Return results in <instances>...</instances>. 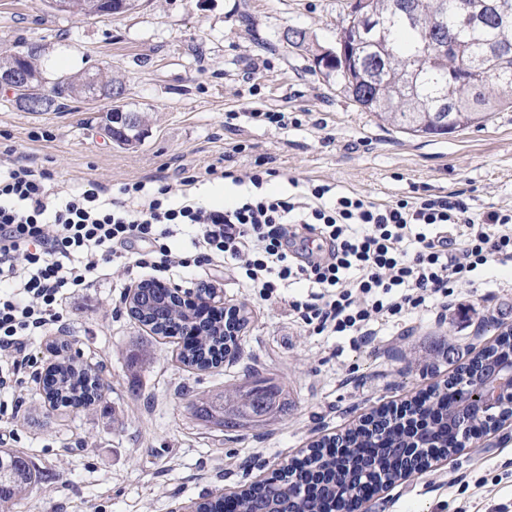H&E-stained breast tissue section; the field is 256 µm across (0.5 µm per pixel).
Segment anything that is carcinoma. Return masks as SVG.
<instances>
[{
  "instance_id": "obj_1",
  "label": "carcinoma",
  "mask_w": 512,
  "mask_h": 512,
  "mask_svg": "<svg viewBox=\"0 0 512 512\" xmlns=\"http://www.w3.org/2000/svg\"><path fill=\"white\" fill-rule=\"evenodd\" d=\"M64 11L84 16L129 11L135 0H61ZM397 0H371L372 16L383 21L372 38L359 49L362 69L354 71L347 60H337L325 74L346 88L362 109L385 115L410 132L433 133L424 125V113L443 107L452 114L454 128L482 125L503 107L512 108V20L488 16L482 24L466 25L444 8L449 0H410L406 15L395 7ZM14 64L34 77L33 92L39 93L53 111L61 101L81 96L86 79L61 76L51 93L41 92L42 71L33 50L8 54L0 69ZM130 122L101 130L123 145H134L143 136V117L130 112ZM135 319L154 334L177 329L172 315L191 323L197 331L184 345L183 361L198 369L216 366L238 347L239 332L247 317L232 309L228 318L216 319L201 310H186L181 302L157 288H143ZM512 356V337L502 336L460 367L459 373L418 394L401 408L383 406L367 421L336 438V447L316 444L302 459L286 463L272 480L251 486L240 494V512H268L291 502L292 512H334L336 502L369 487L401 479L419 455L425 468L433 454L456 452L439 441L446 427L444 401L458 394L466 398L474 389L463 383V374L483 368L484 362ZM44 391L63 406L88 407L100 400L97 376L71 362L47 373ZM280 392L259 379L224 397L219 409L197 408V415L215 428L241 427L262 422L278 412ZM432 433V454L419 448L417 430ZM37 476L27 462L11 451L0 450V508L10 512L36 489Z\"/></svg>"
}]
</instances>
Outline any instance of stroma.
Returning a JSON list of instances; mask_svg holds the SVG:
<instances>
[{
	"instance_id": "1",
	"label": "stroma",
	"mask_w": 512,
	"mask_h": 512,
	"mask_svg": "<svg viewBox=\"0 0 512 512\" xmlns=\"http://www.w3.org/2000/svg\"><path fill=\"white\" fill-rule=\"evenodd\" d=\"M352 0H139L127 13L80 16L43 0H0V52L33 45L45 89L62 75L97 66L124 82V110L145 119L139 144L122 146L100 128L111 102L69 101L29 112L0 86V157L16 152L71 194L86 180L111 192L138 180L178 187L198 173L194 193L209 206L236 203L246 186L209 176L267 162V194L293 185H331L385 204L420 191L463 192L471 212L512 208V110L482 128L414 136L362 111L340 85L315 72L308 50L283 33L304 29L330 47ZM288 113L278 129L253 112ZM236 113L226 122L227 113ZM224 304L248 313L235 354L197 370L180 359L182 338L151 333L128 312L122 288L140 273L118 269L75 292L63 330L32 339L35 357L16 391H0L14 412L0 419L8 449L39 484L15 512H174L184 501L235 492L270 477L323 437L374 407L409 400L445 380L450 361L478 352L512 328V266L477 271L447 312H415L383 325L376 347L317 335L289 316L281 289L268 303L232 273L204 269ZM65 343L105 376L104 398L87 408L48 406L40 377L48 348ZM284 388L288 406L259 426L218 430L195 412L247 376ZM368 512H512V426L373 496Z\"/></svg>"
}]
</instances>
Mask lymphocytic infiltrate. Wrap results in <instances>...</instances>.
<instances>
[{"mask_svg":"<svg viewBox=\"0 0 512 512\" xmlns=\"http://www.w3.org/2000/svg\"><path fill=\"white\" fill-rule=\"evenodd\" d=\"M246 177L257 195L224 210L196 200L193 174L175 208L164 203L169 186L140 181L112 199L90 180L60 202L49 171L10 161L0 175V390L20 385L30 341L62 321L69 294L115 267L190 278L214 266L270 302L301 284L308 293L289 299V314L314 333L369 344L378 322L447 306L478 268L512 261L511 208L477 216L457 193L388 204L340 194L329 206L327 185L267 195L261 171Z\"/></svg>","mask_w":512,"mask_h":512,"instance_id":"1","label":"lymphocytic infiltrate"}]
</instances>
